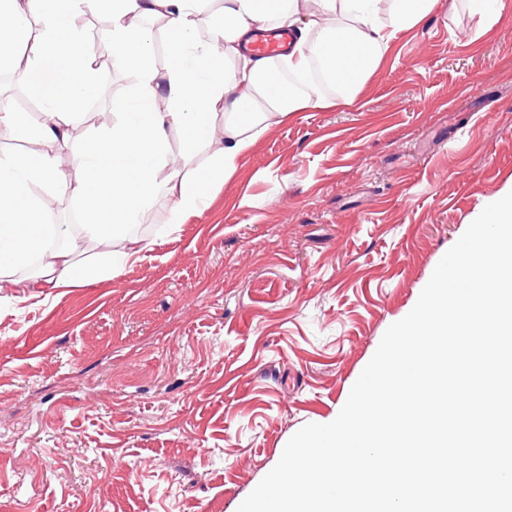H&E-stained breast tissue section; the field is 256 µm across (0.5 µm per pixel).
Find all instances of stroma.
<instances>
[{"mask_svg":"<svg viewBox=\"0 0 512 512\" xmlns=\"http://www.w3.org/2000/svg\"><path fill=\"white\" fill-rule=\"evenodd\" d=\"M401 37L348 107L272 127L118 275L0 299V512H237L333 421L512 184V0Z\"/></svg>","mask_w":512,"mask_h":512,"instance_id":"1","label":"stroma"}]
</instances>
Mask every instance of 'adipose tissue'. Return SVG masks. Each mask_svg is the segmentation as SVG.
Masks as SVG:
<instances>
[{"label": "adipose tissue", "mask_w": 512, "mask_h": 512, "mask_svg": "<svg viewBox=\"0 0 512 512\" xmlns=\"http://www.w3.org/2000/svg\"><path fill=\"white\" fill-rule=\"evenodd\" d=\"M439 0H0V33L12 46L0 53L10 71L41 105L34 121L0 109V134L25 142L26 151L0 154V294L26 302L45 289L85 285L96 270L81 265L74 247L54 251L48 241L62 227L50 223L42 191L75 197L88 235L121 237L122 261L146 239L124 234L144 223L156 197H167L174 217L203 206L210 189L235 171L240 158L269 128L296 113L352 104L394 42L423 23ZM106 11L105 50L113 66L136 74L132 94L112 122L74 149L69 169L57 161L73 137L79 102L93 94L100 71L81 14ZM159 21L168 64L152 60ZM287 32L290 46L274 56L252 54L257 33ZM319 58V82L304 90L278 84L282 74L306 76ZM47 71L44 80L35 71ZM223 125H216V115ZM179 126L187 148L211 150L210 167L187 175L167 172L168 130ZM27 277H18V270Z\"/></svg>", "instance_id": "obj_1"}]
</instances>
